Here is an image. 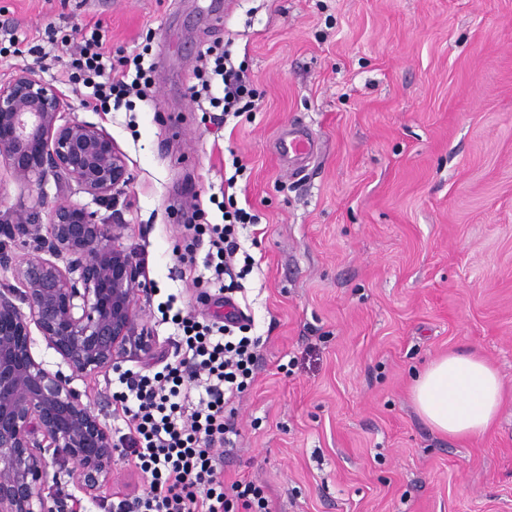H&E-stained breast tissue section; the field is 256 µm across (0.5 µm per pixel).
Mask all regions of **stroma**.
I'll return each instance as SVG.
<instances>
[{"label": "stroma", "mask_w": 512, "mask_h": 512, "mask_svg": "<svg viewBox=\"0 0 512 512\" xmlns=\"http://www.w3.org/2000/svg\"><path fill=\"white\" fill-rule=\"evenodd\" d=\"M100 24L112 57L148 49L150 97L100 112L60 77L63 39ZM48 56L0 57V81L39 65L70 115L103 126L131 183L98 206L144 263L138 305L161 370L176 343L157 310L168 294L198 315L195 272L177 251L185 215L222 213L210 198L245 164L239 232L257 262L245 312L262 340L255 380L220 447L225 481L255 479L269 512H512V0H0V43ZM243 65L257 111L223 121L187 95L200 52ZM313 142L299 169L280 149L290 129ZM499 371L496 423L459 440L418 414L412 377L449 353ZM112 374L77 377L102 422H123ZM49 491L79 512H112L143 480L117 455L87 493L50 466Z\"/></svg>", "instance_id": "obj_1"}]
</instances>
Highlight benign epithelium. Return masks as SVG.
Here are the masks:
<instances>
[{"instance_id":"benign-epithelium-1","label":"benign epithelium","mask_w":512,"mask_h":512,"mask_svg":"<svg viewBox=\"0 0 512 512\" xmlns=\"http://www.w3.org/2000/svg\"><path fill=\"white\" fill-rule=\"evenodd\" d=\"M69 108L34 68L0 82V168L23 186L40 190L51 174L108 203L130 180L126 158L104 127L66 118ZM122 229L68 196L44 220L34 207L0 210V236L29 247L21 258L0 248L15 280L0 288V512H56L43 448L90 492L112 474L111 432L69 377L34 358L30 336L36 328L75 376L153 355L136 307L144 267L118 243Z\"/></svg>"}]
</instances>
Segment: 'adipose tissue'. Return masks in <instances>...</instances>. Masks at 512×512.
I'll return each instance as SVG.
<instances>
[{"mask_svg": "<svg viewBox=\"0 0 512 512\" xmlns=\"http://www.w3.org/2000/svg\"><path fill=\"white\" fill-rule=\"evenodd\" d=\"M413 398L421 416L437 432L469 438L485 432L501 403V382L478 355L448 354L418 374Z\"/></svg>", "mask_w": 512, "mask_h": 512, "instance_id": "ef3b65f1", "label": "adipose tissue"}]
</instances>
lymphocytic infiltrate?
Returning <instances> with one entry per match:
<instances>
[{
	"mask_svg": "<svg viewBox=\"0 0 512 512\" xmlns=\"http://www.w3.org/2000/svg\"><path fill=\"white\" fill-rule=\"evenodd\" d=\"M61 66L69 82L83 83L100 104L117 106L147 96L155 69L143 51L110 63L95 28L80 33ZM195 78L187 94L197 105L222 110L228 118L256 106V93L229 51L207 48ZM222 217V223L208 224L203 212L193 211L194 236L179 260L203 267L206 284L230 304L255 265L239 229L260 217L234 206L223 207ZM203 241L208 250L201 256L197 248ZM176 301L171 294L159 306L174 328L172 358L154 373H119L112 394L128 429L125 448L144 481L143 492L119 503L116 512H267L264 491L255 481L224 483L215 453L235 430L236 405L252 381L261 339L250 335L244 312L220 324L184 312Z\"/></svg>",
	"mask_w": 512,
	"mask_h": 512,
	"instance_id": "f902f5d3",
	"label": "lymphocytic infiltrate"
}]
</instances>
